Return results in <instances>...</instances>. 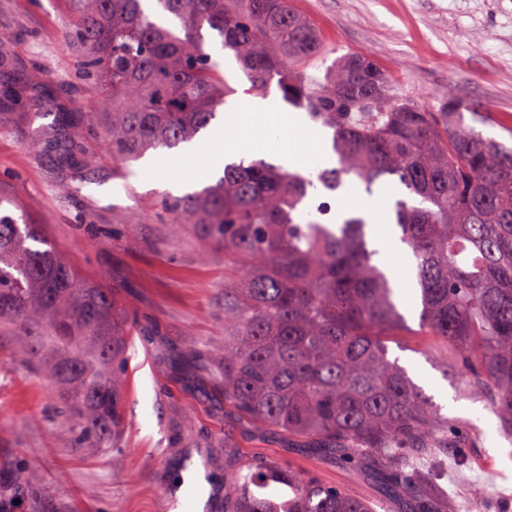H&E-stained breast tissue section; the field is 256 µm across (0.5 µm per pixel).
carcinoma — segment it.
Returning a JSON list of instances; mask_svg holds the SVG:
<instances>
[{
  "instance_id": "carcinoma-1",
  "label": "carcinoma",
  "mask_w": 512,
  "mask_h": 512,
  "mask_svg": "<svg viewBox=\"0 0 512 512\" xmlns=\"http://www.w3.org/2000/svg\"><path fill=\"white\" fill-rule=\"evenodd\" d=\"M84 72L112 158L196 141L234 94L203 49L207 27L248 74L250 93L277 85L285 102L332 130L337 165L312 179L264 159L224 165L199 191L165 201L224 252V408L288 438H305L343 465L367 466L393 512H440L432 470L448 447V418L388 343L411 333L451 351L462 390L481 395L512 437V149L483 136L450 100L425 112L393 100L389 76L365 54H344L309 85L323 43L293 0H71ZM42 144L58 168L86 167L81 117L55 115ZM401 187L388 217L411 258L418 329L375 262L367 222L330 224L310 208L316 185L339 194ZM58 390L79 447L114 448L123 424L127 315L110 289L81 278L38 226L0 196V323ZM224 512H375L348 489L266 462L224 469Z\"/></svg>"
}]
</instances>
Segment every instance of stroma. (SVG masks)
Here are the masks:
<instances>
[{"label": "stroma", "mask_w": 512, "mask_h": 512, "mask_svg": "<svg viewBox=\"0 0 512 512\" xmlns=\"http://www.w3.org/2000/svg\"><path fill=\"white\" fill-rule=\"evenodd\" d=\"M328 49L308 73L320 78L333 54L369 55L391 77L396 99L438 110L447 100L479 108L485 137L512 147V0H295ZM69 0H0V85L27 81L25 111L44 112L40 134L0 104V193L39 224L87 281L110 288L129 314L124 432L116 449L76 448L55 391L19 359L14 328L0 327V506L5 512H224V467L265 459L324 485L379 502L365 472L336 464L306 439L238 421L224 408V255L192 225L173 223L163 199L193 178L167 150L124 166L94 120L79 136L88 166L64 178L37 146L54 112L100 109L96 82ZM157 162L146 172L145 161ZM391 356L439 399L452 448L431 488L455 512H512V438L482 398L444 373L443 356L414 336Z\"/></svg>", "instance_id": "obj_1"}]
</instances>
